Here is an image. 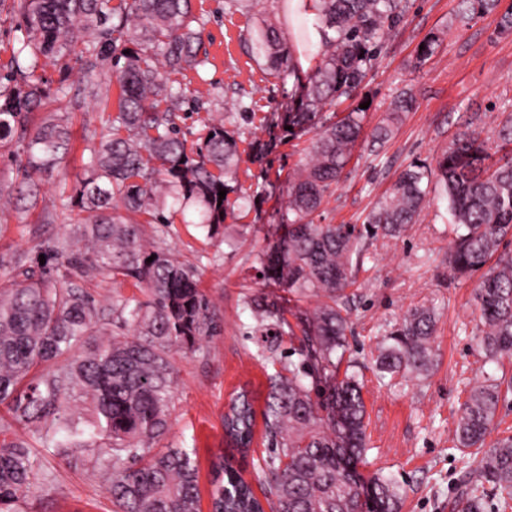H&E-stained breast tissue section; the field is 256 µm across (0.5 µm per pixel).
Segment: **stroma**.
<instances>
[{
	"label": "stroma",
	"instance_id": "obj_1",
	"mask_svg": "<svg viewBox=\"0 0 512 512\" xmlns=\"http://www.w3.org/2000/svg\"><path fill=\"white\" fill-rule=\"evenodd\" d=\"M510 8L512 0H500L498 11L466 22L461 0H409L405 18L389 34L359 90L360 99L369 104L364 134L316 223L363 224L402 169L413 163L435 166L467 126L490 135L512 115V34L498 31L501 11ZM193 13L203 23L208 62L177 78L185 90L205 94L204 109L179 113L188 142L197 141L208 121L221 116L225 128L255 129L262 141L272 144L263 161L242 160V190L259 201L237 210L223 235L208 237L193 207L172 214L169 230L157 224L142 227L145 236L161 237L163 248L196 268L223 327L197 351L175 354L170 428L157 445L161 451L194 449L199 512H210L212 466L224 449V413L230 399L248 388L255 411L263 412L268 376L275 371L259 358L267 340L243 307L246 291L241 282L254 254L275 238L288 179L308 159L312 136L291 137L284 126L265 123L297 99V82L307 79V71L280 81L253 55L248 42L255 27L267 20L277 27L283 44L298 47L307 19L292 14L287 0H250L239 8L229 0H193ZM433 36L440 39L435 54L418 62V45ZM41 74L50 91L44 109L67 116L71 150L41 176L34 208L16 177L15 163L0 161V182L11 191L10 204L0 209V276L18 256L36 257L43 244L82 222L83 213L66 206L65 193L88 175L85 133L102 129L108 117L92 98L57 95L63 79L81 80L79 63L49 60ZM404 88L414 93L416 106L391 119L390 102ZM387 123L393 129L391 138L384 145L374 144V129ZM428 199L419 222L402 237L367 240L349 302L347 357L364 382L368 436V450L355 471L363 481L377 471L393 478L401 488V512H449L448 502L461 494L460 480L473 461L468 450L452 442L467 391L485 378L512 374L511 363L485 359L477 351L481 323L475 291L480 277L453 274L448 200L434 183ZM228 236L236 239V247L225 245ZM416 307L430 308L437 318L429 375L378 379L380 344ZM42 434L40 426L17 421L0 404V438L24 442L36 463L34 484L14 512H113L110 481L99 468L97 449L77 446L60 453Z\"/></svg>",
	"mask_w": 512,
	"mask_h": 512
}]
</instances>
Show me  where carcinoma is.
<instances>
[{"label":"carcinoma","mask_w":512,"mask_h":512,"mask_svg":"<svg viewBox=\"0 0 512 512\" xmlns=\"http://www.w3.org/2000/svg\"><path fill=\"white\" fill-rule=\"evenodd\" d=\"M472 16L493 12L500 0H462ZM407 0H319L321 62L303 87V100L282 123L289 135L314 132L311 160L288 182V213L276 241L254 254L249 279L269 291L246 297L257 328L300 330L298 347L268 376L263 424L270 448L255 468L272 512H357L363 508L355 463L367 450L363 386L355 371L338 378L347 350L346 289L363 261L364 240L397 238L425 207L430 178H437L454 218L449 264L467 276L497 261L481 277L475 298L483 329L477 344L484 357L512 359V118L497 132L495 160L489 139L477 130L453 141L436 168L414 164L362 227L317 224L315 215L332 194L363 132L365 110L355 105L336 121L324 109L354 99L382 52L388 31L404 17ZM16 16L15 44L0 83V157L9 152L37 205L35 178L51 170L70 149L66 117L50 112L32 124L44 105L42 59L74 58L91 73L112 62L119 86L116 114L87 139L90 176L70 199L86 213L81 224L49 241L45 264L20 256L0 280V403L13 401L25 423L50 420L45 437L55 448L89 441L101 450L102 471L111 478L117 512H198L194 450L148 448L169 430L174 397L173 355L194 350L220 335L221 322L197 278V270L163 248L147 243L142 224H169L166 206L198 208L208 234L235 212L243 131L212 121L192 146L177 124L184 90L171 73L206 63L202 29L191 0H0V12ZM255 54L273 76L293 72L277 28L266 22L251 34ZM109 105V86L88 82L77 89ZM415 106L411 90L397 93L394 113ZM227 197L219 199L218 192ZM236 195L232 200L229 194ZM153 261H148L149 257ZM92 276L130 283L145 297L117 299L106 310L84 287ZM282 291L322 301L303 311L293 328L284 317ZM435 316L416 308L385 336L377 357L379 378L425 377L431 366ZM109 335L89 352H73L89 336ZM63 360L25 391L36 366ZM79 391L90 419L80 425L61 413ZM512 377L487 378L471 387L453 442L481 450L479 479L469 485L458 512H484L493 491L499 512L512 509V437L484 448ZM255 412L239 390L224 414V434L239 454L250 447ZM235 455L214 467L212 512H264L252 486L234 466ZM34 460L21 443L0 444V512L33 486ZM370 512H400L399 485L369 480Z\"/></svg>","instance_id":"cac0c4a2"}]
</instances>
